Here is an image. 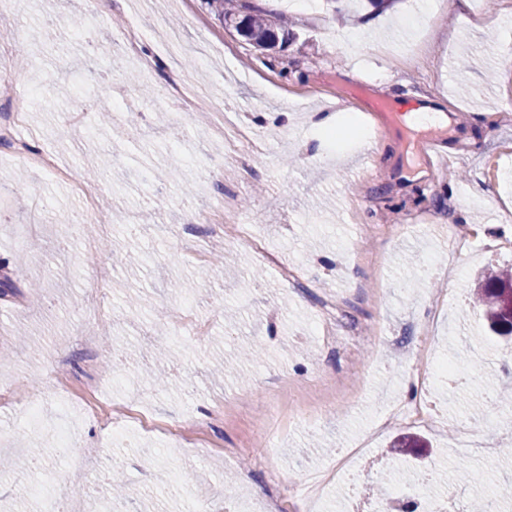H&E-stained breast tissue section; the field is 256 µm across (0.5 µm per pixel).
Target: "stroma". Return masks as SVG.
<instances>
[{
    "instance_id": "obj_1",
    "label": "stroma",
    "mask_w": 512,
    "mask_h": 512,
    "mask_svg": "<svg viewBox=\"0 0 512 512\" xmlns=\"http://www.w3.org/2000/svg\"><path fill=\"white\" fill-rule=\"evenodd\" d=\"M465 9L421 15L419 0H393L335 11H290L291 35L258 50L223 25L219 13L246 7L272 14L271 0H150L139 15L140 50L156 59L145 84L131 82L89 42L111 47L126 13L88 0H13L0 11V83L42 85L23 125L26 141L55 156L80 180L99 169L105 189L100 218L113 249L84 250L69 183L11 160L0 145V512H37L40 497L74 488L77 512H184L205 497L213 512H254L277 495L280 512H379L395 488L405 503L451 499L453 512L475 501L512 512L498 493L512 486V454L459 457L458 425L483 447L512 433V359L484 338L482 307L467 298L482 270L512 267V110L503 63L485 23ZM180 34L183 51L161 55L159 34ZM361 42H352L353 33ZM207 88L214 110L248 126L261 146L251 169L225 167L223 140L209 132L211 112L159 125L155 115L173 82ZM106 87L107 101L81 124L59 115L71 98L61 84ZM407 101L443 109L445 126L412 128L374 102ZM112 123H98L101 109ZM436 141L451 160L425 156ZM241 189V215L285 265L301 271L291 288L278 268L236 243L233 224H192L190 213L215 205L224 179ZM428 222L397 228L408 209ZM185 228L183 238L171 226ZM478 228L486 252L448 246V227ZM372 239L385 261L378 274L354 260L352 247ZM259 271L244 285L248 271ZM342 307L337 336L350 324L381 327L376 344H324L318 301ZM193 321L167 361V383L148 375L166 327ZM98 336L94 368L113 379L94 417L76 421L82 462L54 443L58 400L51 385L90 400L83 337ZM402 342L406 359L391 357ZM260 343L264 355L239 361ZM476 349L484 371L449 383L433 363ZM425 383L435 418L381 424L390 406L409 404ZM148 393L157 428L128 424L110 436L139 393ZM419 435L421 455H391L393 442ZM108 452H101L102 444ZM47 457L19 486L15 474L32 450ZM120 467L137 495L108 500L99 477ZM437 469L432 486L409 474Z\"/></svg>"
}]
</instances>
